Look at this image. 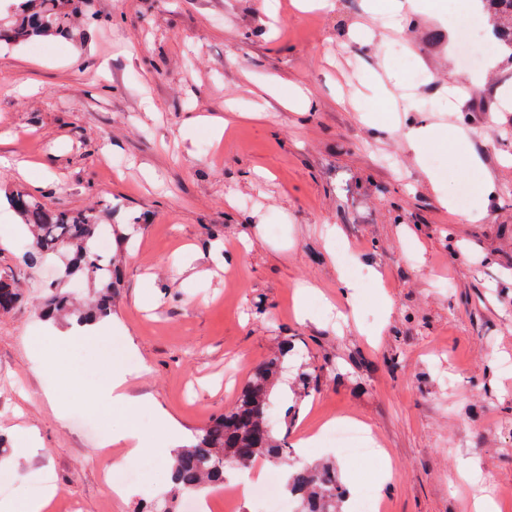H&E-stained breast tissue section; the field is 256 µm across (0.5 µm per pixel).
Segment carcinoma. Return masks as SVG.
<instances>
[{"label":"carcinoma","instance_id":"cac0c4a2","mask_svg":"<svg viewBox=\"0 0 512 512\" xmlns=\"http://www.w3.org/2000/svg\"><path fill=\"white\" fill-rule=\"evenodd\" d=\"M88 0H12L7 14H0V42H25L36 37H76L73 18ZM496 20V39L512 51V0H483ZM10 207L28 226L32 240L22 253L31 268L61 259V281L81 280L93 290L88 307L76 305L72 292L61 285L49 288L40 304L48 319L73 318L79 322L112 316L118 292L117 265L106 258L97 243L104 233L126 243L127 234L102 223L106 210L67 211L46 207L33 195L16 192ZM20 292L0 277V310L14 307ZM294 345L283 340L279 350L259 364L237 398L234 407L200 430L195 443L172 456L170 479L174 488L195 492L206 485L222 486L226 471L244 469L258 461L286 467L285 489L299 503V512H336L346 498L336 467L331 463H289L285 439L270 428L268 408Z\"/></svg>","mask_w":512,"mask_h":512}]
</instances>
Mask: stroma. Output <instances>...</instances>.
I'll return each mask as SVG.
<instances>
[{"label": "stroma", "instance_id": "obj_1", "mask_svg": "<svg viewBox=\"0 0 512 512\" xmlns=\"http://www.w3.org/2000/svg\"><path fill=\"white\" fill-rule=\"evenodd\" d=\"M366 0H93L81 37L0 46V276L21 290L0 314V437L40 448L11 473L14 495L33 476L59 488L47 512H150L170 488L160 456L142 485L115 496L103 474L122 446L102 448L124 410L91 411L65 383L89 386L130 371L141 433L166 444L165 410L193 442L228 412L253 369L283 339L298 351L278 385L274 422L294 461L335 462L358 496L380 485L377 512H473L460 477L476 464L501 512H512V57L492 49L467 86L458 32L436 0L403 32L368 20ZM385 81L376 104L367 84ZM464 87L456 111L449 86ZM225 117L222 133L190 125ZM463 126L460 149L415 153L397 128ZM480 167L470 170L468 156ZM488 182L470 217L440 205L459 185ZM21 191L54 209L111 201L107 221L134 228L117 256L120 296L100 339L59 352L62 324L38 315L41 286L61 264L27 267L28 237L7 202ZM355 288L340 292L341 280ZM312 310H294L299 285ZM497 362H489V354ZM317 375L300 397V367ZM363 422L391 465L316 442L322 420Z\"/></svg>", "mask_w": 512, "mask_h": 512}]
</instances>
